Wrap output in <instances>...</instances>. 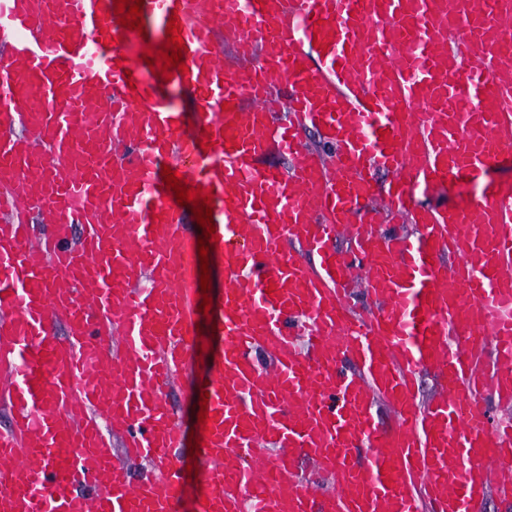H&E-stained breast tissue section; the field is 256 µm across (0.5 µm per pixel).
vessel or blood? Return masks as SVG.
<instances>
[{
    "label": "vessel or blood",
    "instance_id": "obj_1",
    "mask_svg": "<svg viewBox=\"0 0 512 512\" xmlns=\"http://www.w3.org/2000/svg\"><path fill=\"white\" fill-rule=\"evenodd\" d=\"M117 3L0 0V512H175L168 393L202 243L227 286L195 388V512H479L511 493L512 185L454 207L414 190L512 156V0H144L140 31ZM171 21L180 66L130 55ZM221 36L260 65L229 69ZM170 85L195 92L194 133ZM174 159L219 207L205 241Z\"/></svg>",
    "mask_w": 512,
    "mask_h": 512
}]
</instances>
